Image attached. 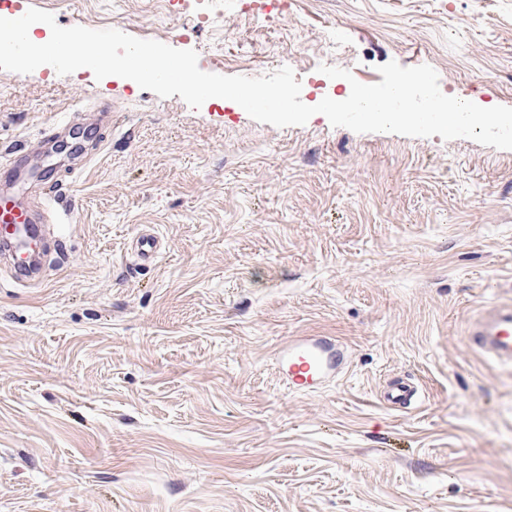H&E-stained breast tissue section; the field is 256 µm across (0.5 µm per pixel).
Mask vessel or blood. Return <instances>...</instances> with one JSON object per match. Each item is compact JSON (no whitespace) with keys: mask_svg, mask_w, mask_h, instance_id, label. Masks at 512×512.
Returning a JSON list of instances; mask_svg holds the SVG:
<instances>
[{"mask_svg":"<svg viewBox=\"0 0 512 512\" xmlns=\"http://www.w3.org/2000/svg\"><path fill=\"white\" fill-rule=\"evenodd\" d=\"M21 148H12L0 163V256L4 257L15 281L41 284L45 277L46 239L44 215L32 211L25 199L30 176L23 166ZM166 253L162 235L154 229H141L126 243V254L134 265L157 263ZM471 348L504 365H512V300L480 309L466 329ZM280 370L288 376L290 390L310 393L320 390L327 379L347 364L344 349L327 338L298 337L279 353ZM419 398L415 383L393 381L381 392V400L391 409H404Z\"/></svg>","mask_w":512,"mask_h":512,"instance_id":"vessel-or-blood-1","label":"vessel or blood"}]
</instances>
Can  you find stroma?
<instances>
[{
    "instance_id": "stroma-1",
    "label": "stroma",
    "mask_w": 512,
    "mask_h": 512,
    "mask_svg": "<svg viewBox=\"0 0 512 512\" xmlns=\"http://www.w3.org/2000/svg\"><path fill=\"white\" fill-rule=\"evenodd\" d=\"M16 4L208 73L290 66L308 105L319 66L373 84L394 61L512 107V0H230L208 24L167 0ZM63 120L106 141L64 187V262L38 286L0 269V512H512V366L465 339L512 298V151L0 70V151L44 166ZM142 226L168 252L138 268ZM295 336L344 343V375L289 391L274 355ZM398 378L420 407L380 403Z\"/></svg>"
}]
</instances>
